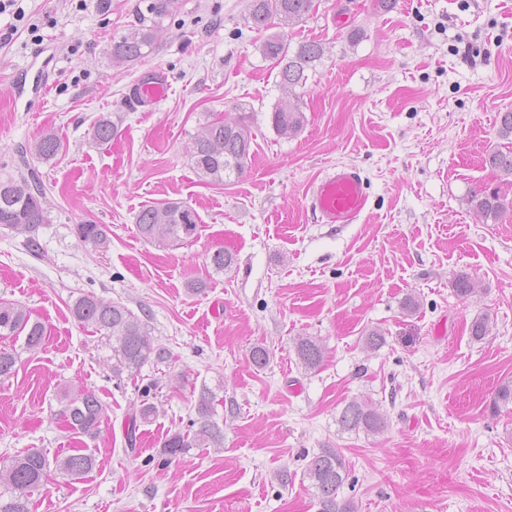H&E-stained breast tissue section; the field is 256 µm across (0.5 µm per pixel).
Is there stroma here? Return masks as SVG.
Listing matches in <instances>:
<instances>
[{"mask_svg": "<svg viewBox=\"0 0 512 512\" xmlns=\"http://www.w3.org/2000/svg\"><path fill=\"white\" fill-rule=\"evenodd\" d=\"M138 2L78 11L23 0L31 22L0 48V172L15 173L21 147L46 132L64 142L29 161L47 223L31 235L0 225V298L46 328L0 380V464L29 448L97 459L78 480L51 474L32 512H318L304 470L324 448L343 456L338 498L356 512H512V405L491 406L512 381V175L485 163L512 147L498 134L512 110V0H317L286 29L324 48L294 135L272 126L288 91L259 51L266 31L244 20L246 0H174L153 52L114 64L108 48ZM148 70L163 73L166 96L125 106ZM104 112L117 134L102 144L91 128ZM243 116L253 151L243 176L199 177L193 135ZM339 164L366 182L354 224L321 223L310 205L312 184ZM483 190L500 197L496 217L471 203ZM160 201L195 209L194 239L140 236L138 212ZM85 222L108 226L106 246L80 241ZM219 249L234 258L220 274ZM462 275L477 287L466 299L453 287ZM86 293L147 321L170 361L114 376L107 338L69 311ZM484 315L490 329L473 341ZM373 328L385 335L376 349L363 342ZM303 337L323 348L317 369L297 358ZM256 345L270 353L265 367L250 359ZM152 380L158 413L131 449L127 420ZM65 385L105 404L97 434L71 438L55 418ZM205 385L223 447L164 460ZM355 398L386 415L383 432L341 430Z\"/></svg>", "mask_w": 512, "mask_h": 512, "instance_id": "35a3bbf8", "label": "stroma"}]
</instances>
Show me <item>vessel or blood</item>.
I'll use <instances>...</instances> for the list:
<instances>
[{
	"mask_svg": "<svg viewBox=\"0 0 512 512\" xmlns=\"http://www.w3.org/2000/svg\"><path fill=\"white\" fill-rule=\"evenodd\" d=\"M367 204L364 180L352 167L340 166L314 183L311 206L326 224H351Z\"/></svg>",
	"mask_w": 512,
	"mask_h": 512,
	"instance_id": "1",
	"label": "vessel or blood"
}]
</instances>
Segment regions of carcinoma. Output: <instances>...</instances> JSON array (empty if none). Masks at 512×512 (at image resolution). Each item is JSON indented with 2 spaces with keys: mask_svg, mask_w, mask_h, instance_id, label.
<instances>
[{
  "mask_svg": "<svg viewBox=\"0 0 512 512\" xmlns=\"http://www.w3.org/2000/svg\"><path fill=\"white\" fill-rule=\"evenodd\" d=\"M145 8H137L133 27L119 39L112 41L110 52L116 63L142 59L152 50L155 34L163 20L170 14L173 0H145ZM314 0H250L247 20L257 29H266L272 19L292 26L303 21L312 11ZM263 58L271 68L278 70L281 84L293 91L306 85L307 71L323 56L322 45L315 41L291 47L288 36L272 34L260 46ZM271 122L284 132L297 131L304 122L300 107L295 102L274 106ZM116 126L108 113L100 115L92 128L94 139L107 143L112 140ZM252 134L242 118L234 121H212L201 127L192 142L191 159L199 176L215 182L240 178L250 155ZM64 147L61 138L48 132L30 150L20 151L22 160L31 153L41 160L54 158ZM489 166L501 173L512 175V150L495 151L487 158ZM44 189L35 170L20 179L9 174L0 176V224L11 226L19 232L31 231L46 223L41 198ZM475 208L484 216H496L502 209L495 193H480L472 197ZM140 234L159 245L185 241L198 234V216L190 206L179 202H160L142 209L136 221ZM75 232L79 239L94 246L107 242L104 224H78ZM73 318L84 326H91L101 335L112 340V358L116 371H139L146 364L168 361L169 351L155 342L148 332V325L126 306L105 302L93 294H83L70 307ZM7 336L23 338V348L35 350L45 339V326L32 319L31 313L19 303L0 301V332ZM297 356L306 369H316L323 359L322 348L310 338L297 343ZM19 353L15 349H0V379L13 375ZM151 386L141 390L140 402L130 415L127 439L130 447L137 444L140 424L149 423L156 416L158 407L150 401ZM58 414L73 435H88L98 429L106 415V407L97 395L80 387L64 386L56 395ZM212 392L204 387L199 393L198 418L190 422L186 432H176L162 445L165 459L186 453L191 448H220L224 432L213 420ZM338 424L347 432L364 431L377 434L387 426V419L367 402L352 400L342 408ZM96 458L91 453H73L51 460L38 448H29L22 455L0 469V486L8 494L0 493V512H30L29 496L42 486L55 469L70 477L79 478L91 472ZM305 476L315 489L320 505L319 512H353V507L337 500L338 491L348 477L346 463L335 450L325 449L313 455L305 469Z\"/></svg>",
  "mask_w": 512,
  "mask_h": 512,
  "instance_id": "carcinoma-1",
  "label": "carcinoma"
}]
</instances>
